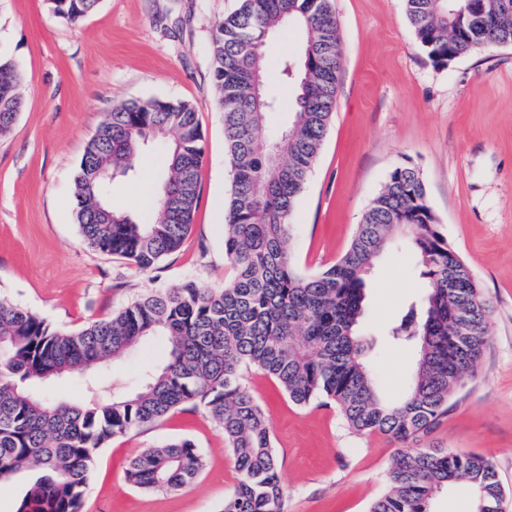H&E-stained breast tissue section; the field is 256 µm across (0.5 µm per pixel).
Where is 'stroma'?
<instances>
[{
    "label": "stroma",
    "mask_w": 512,
    "mask_h": 512,
    "mask_svg": "<svg viewBox=\"0 0 512 512\" xmlns=\"http://www.w3.org/2000/svg\"><path fill=\"white\" fill-rule=\"evenodd\" d=\"M238 0H100L77 23L46 0H0V55L22 73L23 108L0 138V296L70 330L111 318L140 295L193 279L223 286L224 204L231 169L211 55L216 26ZM344 63L336 112L291 217L286 243L300 271L336 262L390 173L419 171L442 233L470 267L490 306V344L475 378L418 447L492 458L512 512V46L431 64L404 15V0H333ZM193 105L204 135L199 203L181 248L142 273L88 248L75 218L74 179L105 114L130 100ZM161 150H145L112 202L150 221ZM141 198L131 207L132 198ZM423 283L405 238H396L366 283L361 334L382 392L398 398L412 352L386 336ZM151 338L95 375L134 388L159 363ZM243 382L265 413L288 512H368L387 488L397 445L349 430L335 407L293 403L264 372ZM189 440L204 467L178 490H144L127 477L147 448ZM240 474L223 430L186 406L100 448L83 512H220Z\"/></svg>",
    "instance_id": "obj_1"
}]
</instances>
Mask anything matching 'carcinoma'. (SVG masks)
<instances>
[{
    "label": "carcinoma",
    "instance_id": "carcinoma-1",
    "mask_svg": "<svg viewBox=\"0 0 512 512\" xmlns=\"http://www.w3.org/2000/svg\"><path fill=\"white\" fill-rule=\"evenodd\" d=\"M98 0H61L55 14L77 22ZM464 28L454 17L466 0H405L420 48L435 66L477 50L512 45V0H480ZM299 28L297 56L277 59L287 88L267 87L266 46L273 31ZM213 75L223 113L232 180L224 255L234 269L221 288L195 280L142 295L112 318L78 331L59 329L0 297V481L32 476L15 512H82L97 452L110 439L156 422L186 405L224 431L240 479L222 512H285L280 468L267 417L242 381V369L272 376L297 405L336 406L358 434L404 444L430 433L474 376L488 344V306L466 262L448 244L414 168L392 171L357 225L341 258L312 275L285 249L291 216L320 153L336 107L343 63L332 0H239L216 26ZM22 76L0 58V138L22 107ZM287 120L261 135L269 114ZM165 144L156 218L136 222L112 205L114 181L134 175L144 147ZM203 136L187 102L131 100L107 113L88 142L75 177V215L82 241L151 271L179 249L198 206ZM411 242L425 295L408 306L389 335L411 347L415 369L405 394L385 398L365 360L357 326L365 280L391 237ZM163 336L167 355L142 372L137 391L86 381L75 402L54 401L40 385L79 377L126 357L144 339ZM203 458L189 440L147 448L127 476L144 489L190 485ZM464 485L474 512H502L504 490L489 458L448 448H401L389 488L370 512H431L437 493Z\"/></svg>",
    "mask_w": 512,
    "mask_h": 512
}]
</instances>
